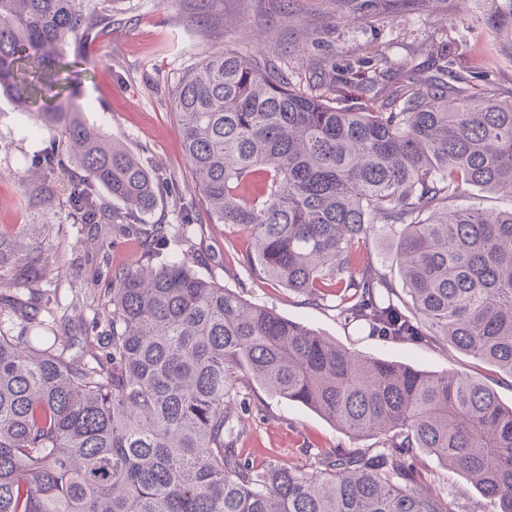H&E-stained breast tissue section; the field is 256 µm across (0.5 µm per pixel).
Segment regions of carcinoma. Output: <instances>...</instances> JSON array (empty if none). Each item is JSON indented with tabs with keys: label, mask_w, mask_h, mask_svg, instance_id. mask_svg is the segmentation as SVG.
Returning <instances> with one entry per match:
<instances>
[{
	"label": "carcinoma",
	"mask_w": 512,
	"mask_h": 512,
	"mask_svg": "<svg viewBox=\"0 0 512 512\" xmlns=\"http://www.w3.org/2000/svg\"><path fill=\"white\" fill-rule=\"evenodd\" d=\"M103 23L84 0H0V93L66 141L81 223L139 224L158 180L59 90L65 47ZM172 103L209 222L246 230L252 274L312 305L333 292L346 325L512 377V209L456 205L470 187L512 196V101L435 76L397 111L346 104L227 48ZM56 169L52 154L38 163L29 203ZM375 220L398 234L400 289L360 257ZM197 266L189 251L113 272L102 357L57 344L33 303L17 311L49 335L0 329V512H459L450 493L419 492L423 454L512 512V407L489 383L356 354ZM42 278L0 234V299ZM245 381L377 442L255 467L230 408Z\"/></svg>",
	"instance_id": "obj_1"
}]
</instances>
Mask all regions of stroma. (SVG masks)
<instances>
[{"mask_svg":"<svg viewBox=\"0 0 512 512\" xmlns=\"http://www.w3.org/2000/svg\"><path fill=\"white\" fill-rule=\"evenodd\" d=\"M512 9V0H210L207 22H199L190 0H113L109 20L85 47L66 50L78 67L80 116L128 148L159 178H175L176 196L160 194L142 224L172 228L160 261L184 250L199 255L198 270L229 288L245 284V296L273 307L364 355L406 362L428 370L460 369L465 359L453 349L401 346L343 325L333 311L308 305L304 296L249 275L242 258L250 248L246 231L231 224L183 226V211L203 213L181 147L171 90L202 58L231 48L267 60L273 77H286L327 95L349 91L375 104L404 101L417 80L441 69L466 77L470 93L512 100V36L492 20ZM361 77L374 67L390 71L371 91L346 89L348 66ZM57 154L62 167L50 176V201L31 205L22 181L32 162ZM68 160L56 134L37 127L33 116L0 96V231L23 241L29 256L47 270L35 284L41 309L55 317L91 323L104 317L112 295V273L142 254V224L75 223L66 187ZM46 232L32 238L33 225ZM249 404L237 407L244 457L304 465L307 450L351 451L368 447L300 404L247 388ZM436 487L456 497L461 512H491L492 506L459 473L434 458L422 459Z\"/></svg>","mask_w":512,"mask_h":512,"instance_id":"stroma-1","label":"stroma"}]
</instances>
